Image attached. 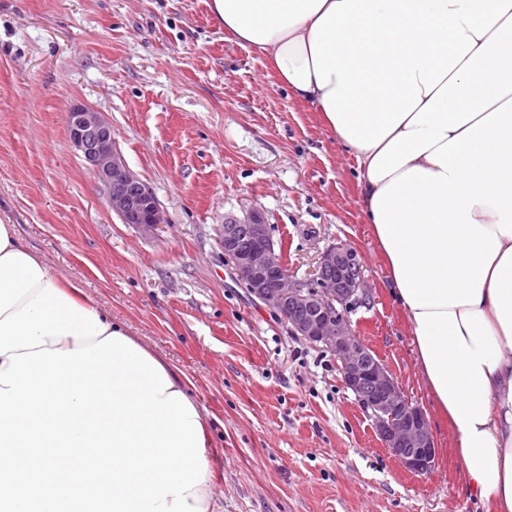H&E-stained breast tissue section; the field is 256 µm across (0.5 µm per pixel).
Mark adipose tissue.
<instances>
[{
    "label": "adipose tissue",
    "instance_id": "ef3b65f1",
    "mask_svg": "<svg viewBox=\"0 0 512 512\" xmlns=\"http://www.w3.org/2000/svg\"><path fill=\"white\" fill-rule=\"evenodd\" d=\"M356 156L469 493L512 512V0H212Z\"/></svg>",
    "mask_w": 512,
    "mask_h": 512
}]
</instances>
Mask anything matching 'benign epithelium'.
I'll use <instances>...</instances> for the list:
<instances>
[{
  "instance_id": "obj_1",
  "label": "benign epithelium",
  "mask_w": 512,
  "mask_h": 512,
  "mask_svg": "<svg viewBox=\"0 0 512 512\" xmlns=\"http://www.w3.org/2000/svg\"><path fill=\"white\" fill-rule=\"evenodd\" d=\"M70 141L94 178L105 188L108 206L125 224L152 234L165 224L152 189L120 158L112 124L82 105L66 112ZM224 256L250 293L280 311L288 329L313 346L336 355L345 387L372 421L383 446L406 470L425 474L435 463V446L423 410L412 404L387 367L351 328L342 309L369 300L359 252L346 243L326 248L313 282L296 280L283 251L259 211L224 224Z\"/></svg>"
}]
</instances>
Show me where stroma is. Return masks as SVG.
Segmentation results:
<instances>
[{
    "instance_id": "1",
    "label": "stroma",
    "mask_w": 512,
    "mask_h": 512,
    "mask_svg": "<svg viewBox=\"0 0 512 512\" xmlns=\"http://www.w3.org/2000/svg\"><path fill=\"white\" fill-rule=\"evenodd\" d=\"M210 3L0 0V222L188 380L211 422L224 512H484L391 296L354 155ZM76 103L103 113L160 202L156 234L108 207L69 140ZM253 210L296 280L311 281L328 245L360 252L372 299L346 316L424 411L430 473L396 462L335 356L237 278L224 221Z\"/></svg>"
}]
</instances>
